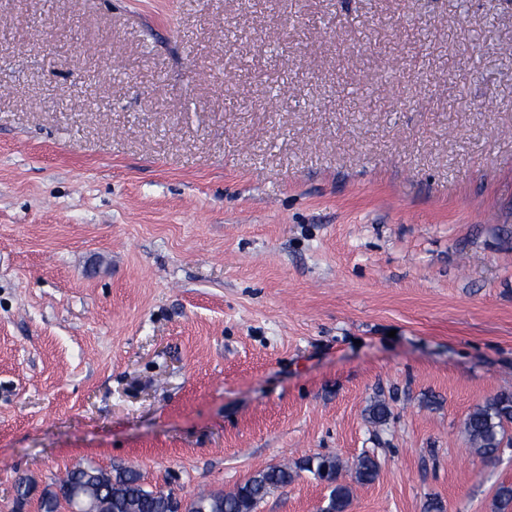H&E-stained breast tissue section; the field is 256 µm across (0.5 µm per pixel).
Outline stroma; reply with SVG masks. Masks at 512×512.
Segmentation results:
<instances>
[{
  "instance_id": "35a3bbf8",
  "label": "stroma",
  "mask_w": 512,
  "mask_h": 512,
  "mask_svg": "<svg viewBox=\"0 0 512 512\" xmlns=\"http://www.w3.org/2000/svg\"><path fill=\"white\" fill-rule=\"evenodd\" d=\"M505 389L512 0H0V512L366 453L347 512H496ZM512 425V392L503 391L478 405L469 413L464 430L471 450L482 460L495 458L508 438L507 428ZM379 472V462L375 456L365 454L357 460L353 480L356 483L364 484L375 480ZM73 490L79 491L85 509L94 510L89 512H174L169 507L173 492L145 487L135 469L107 470L93 465L67 470L54 489L43 494L41 511L58 512ZM76 499L65 505V511L87 512L79 509Z\"/></svg>"
}]
</instances>
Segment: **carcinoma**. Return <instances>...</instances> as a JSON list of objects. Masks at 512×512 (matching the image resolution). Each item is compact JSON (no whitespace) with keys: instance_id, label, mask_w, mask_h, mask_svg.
Masks as SVG:
<instances>
[{"instance_id":"cac0c4a2","label":"carcinoma","mask_w":512,"mask_h":512,"mask_svg":"<svg viewBox=\"0 0 512 512\" xmlns=\"http://www.w3.org/2000/svg\"><path fill=\"white\" fill-rule=\"evenodd\" d=\"M391 416L389 405L376 399L368 408L371 423L381 425ZM512 425V392L503 391L477 406L464 422L471 450L483 460L495 458L505 443H511L507 428ZM301 469L330 480L328 509L346 512L351 487L343 482L344 465L336 456L308 458ZM379 472L377 458L365 454L357 460L353 480L364 484L375 480ZM295 472L286 465L270 466L248 478L235 491L212 492L196 497V512H255L257 506L275 489L290 484ZM79 491L86 509L94 512H173L172 492L147 488L140 474L131 467L110 470L88 465L68 470L43 494L41 512H58L69 501L70 493ZM495 507L497 512H512V485L499 486Z\"/></svg>"}]
</instances>
